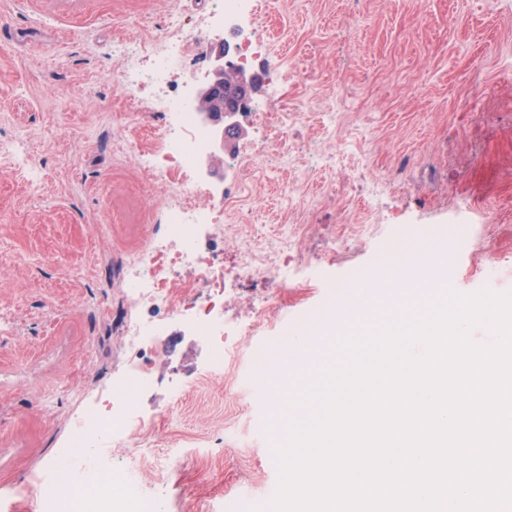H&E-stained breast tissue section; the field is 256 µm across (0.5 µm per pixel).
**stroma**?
<instances>
[{"label":"stroma","mask_w":512,"mask_h":512,"mask_svg":"<svg viewBox=\"0 0 512 512\" xmlns=\"http://www.w3.org/2000/svg\"><path fill=\"white\" fill-rule=\"evenodd\" d=\"M211 0H0V485L34 468L67 465L73 422L90 411L128 354L122 291L131 256L161 242L169 182L153 171L160 126L131 90L127 55L165 35L172 14ZM258 17L186 33L185 65L207 72L216 40L229 46L264 25L268 54L249 71L252 104L278 111L289 131L278 155L243 158L261 142L251 113L215 159L211 183L232 203L209 242L215 287H229L233 327L277 284H238V258L299 254L305 269L273 307L262 338L293 347L305 318L336 289L411 307L445 292L512 291V0H257ZM293 76L288 86L279 73ZM471 236L453 254L445 287H363L414 232L462 214ZM258 337L239 336L229 371L201 379L189 339L165 345L141 398L161 422L136 437L167 448L216 449L176 472L168 512H251L278 483L273 453L291 370L247 378Z\"/></svg>","instance_id":"35a3bbf8"}]
</instances>
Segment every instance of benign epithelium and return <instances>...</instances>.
I'll return each mask as SVG.
<instances>
[{
    "mask_svg": "<svg viewBox=\"0 0 512 512\" xmlns=\"http://www.w3.org/2000/svg\"><path fill=\"white\" fill-rule=\"evenodd\" d=\"M228 48L224 41L216 43L212 63L205 80L196 86L194 93L195 111L199 120L209 126L215 136V143L224 144V138L236 129L239 114L248 111L249 101L240 98L232 105L224 104V90L229 86H254L256 77L242 68H236L226 61Z\"/></svg>",
    "mask_w": 512,
    "mask_h": 512,
    "instance_id": "1",
    "label": "benign epithelium"
}]
</instances>
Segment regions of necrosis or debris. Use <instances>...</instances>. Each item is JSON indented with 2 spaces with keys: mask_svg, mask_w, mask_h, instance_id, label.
Segmentation results:
<instances>
[{
  "mask_svg": "<svg viewBox=\"0 0 512 512\" xmlns=\"http://www.w3.org/2000/svg\"><path fill=\"white\" fill-rule=\"evenodd\" d=\"M183 31L181 15H173L166 35L151 49L147 84L165 89L175 75L183 84L193 82V75L184 67ZM152 106L174 119L169 130L158 132L160 145L153 154L156 168L171 179L162 222L174 246L156 249L146 258L136 257L128 268L124 291L131 308L124 320L123 340L131 358L122 377L104 392L100 409L75 421L70 445L79 449L80 455L70 469L69 493L58 497L40 495L49 472L37 468L28 474L24 484L0 495V512H12L19 498L27 500L30 512H127L131 504L138 512H163L165 486L147 492L138 478L137 460L149 456V449L137 448L134 459L118 470L102 449L111 443H128L134 431L150 422L138 396L152 381V359L147 351L166 336L169 320H181L189 334L204 337L212 353L209 375L224 373V347L228 342L224 334V296L204 289L211 271L206 248L195 233L201 224L209 225L214 235L224 232V210L210 204L207 186L197 173L200 159L212 150L211 129L198 120L188 93L153 99ZM186 268L193 271L184 283L186 292L173 295L169 284Z\"/></svg>",
  "mask_w": 512,
  "mask_h": 512,
  "instance_id": "1",
  "label": "necrosis or debris"
}]
</instances>
